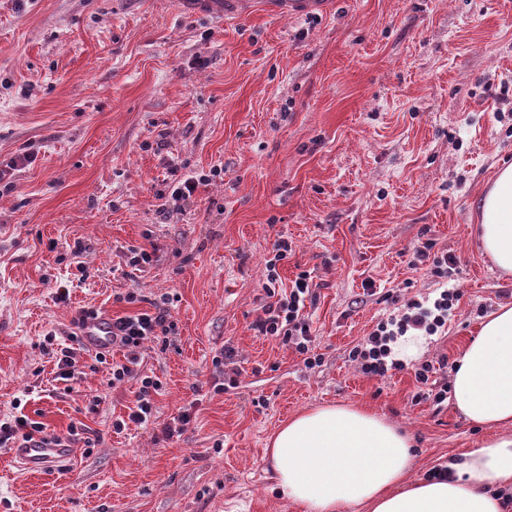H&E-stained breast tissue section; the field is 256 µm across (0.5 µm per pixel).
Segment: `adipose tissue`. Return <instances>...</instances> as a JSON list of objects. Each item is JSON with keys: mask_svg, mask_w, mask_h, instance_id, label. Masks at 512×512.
Here are the masks:
<instances>
[{"mask_svg": "<svg viewBox=\"0 0 512 512\" xmlns=\"http://www.w3.org/2000/svg\"><path fill=\"white\" fill-rule=\"evenodd\" d=\"M482 249L512 274V164L480 202ZM454 406L491 429L451 457L443 478L410 479V437L378 414L317 406L283 423L268 450L272 479L301 512H512V306L503 305L465 347L451 377Z\"/></svg>", "mask_w": 512, "mask_h": 512, "instance_id": "1", "label": "adipose tissue"}]
</instances>
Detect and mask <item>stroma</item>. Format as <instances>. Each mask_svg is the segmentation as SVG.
I'll return each instance as SVG.
<instances>
[{
  "instance_id": "35a3bbf8",
  "label": "stroma",
  "mask_w": 512,
  "mask_h": 512,
  "mask_svg": "<svg viewBox=\"0 0 512 512\" xmlns=\"http://www.w3.org/2000/svg\"><path fill=\"white\" fill-rule=\"evenodd\" d=\"M15 157L0 184V419L19 409L62 435L79 421L91 445L39 475L0 447V512H300L264 450L324 404L405 431L415 478L486 437L414 369L449 382L480 322L512 305V276L474 232L512 163V0H333L299 18L267 0L246 15L217 0H0V161ZM187 174L206 181L180 205ZM280 239L282 282L317 285L314 368L252 328ZM134 249L151 262L127 266ZM445 252L442 283L429 269ZM131 287L137 301H120ZM445 290L457 299L416 359L388 355L383 377L350 359L380 324L395 346L408 304L433 310ZM156 303L176 330L140 349L134 377L113 383L104 363L57 381L47 336L87 362L79 311ZM223 350L239 375L217 393ZM143 375L161 382L154 419L115 432ZM187 406L193 421L165 438Z\"/></svg>"
}]
</instances>
